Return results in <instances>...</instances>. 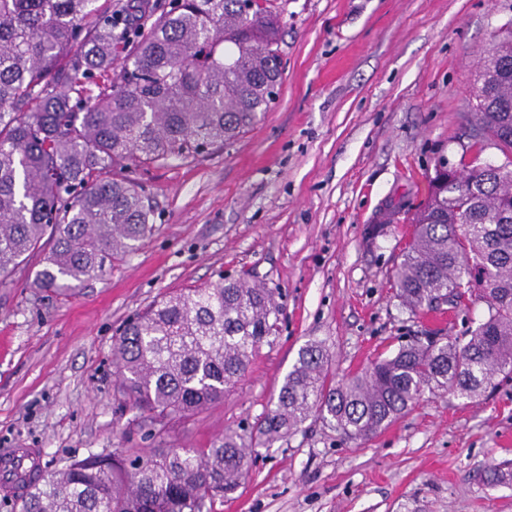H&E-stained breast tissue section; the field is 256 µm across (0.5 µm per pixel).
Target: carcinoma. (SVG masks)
Here are the masks:
<instances>
[{
	"label": "carcinoma",
	"instance_id": "cac0c4a2",
	"mask_svg": "<svg viewBox=\"0 0 512 512\" xmlns=\"http://www.w3.org/2000/svg\"><path fill=\"white\" fill-rule=\"evenodd\" d=\"M269 0H0V275L43 254L37 287L72 293L135 252L153 230L128 165L194 161L249 131L281 83ZM121 70L112 73L117 57ZM469 168L436 164L393 273L417 316L473 293L487 316L467 342L416 338L336 379L325 345L302 346L274 406L207 448L172 425L224 400L276 336L272 289L246 277L169 293L130 319L112 356L118 392L156 447L91 453L44 476L17 512H212L259 448L309 418L363 442L425 390L475 399L512 376V30L482 49ZM493 140L505 157L480 162Z\"/></svg>",
	"mask_w": 512,
	"mask_h": 512
}]
</instances>
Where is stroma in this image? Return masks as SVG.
<instances>
[{
	"label": "stroma",
	"mask_w": 512,
	"mask_h": 512,
	"mask_svg": "<svg viewBox=\"0 0 512 512\" xmlns=\"http://www.w3.org/2000/svg\"><path fill=\"white\" fill-rule=\"evenodd\" d=\"M274 5L283 75L262 120L195 161L124 169L155 206L138 249L70 296L36 287L37 255L0 285V452L40 448L59 467L151 448L114 394L113 342L164 293L223 276L276 289L279 331L222 402L175 424L172 440L190 448L262 417L308 341L326 343L342 376L427 331L468 339L486 317L480 300L440 324L411 317L392 270L437 161L466 154L479 52L512 22V0ZM395 206L397 221L371 237ZM504 462L512 379L474 400L424 393L358 444L307 420L260 450L213 512H512V484L485 481Z\"/></svg>",
	"instance_id": "1"
}]
</instances>
